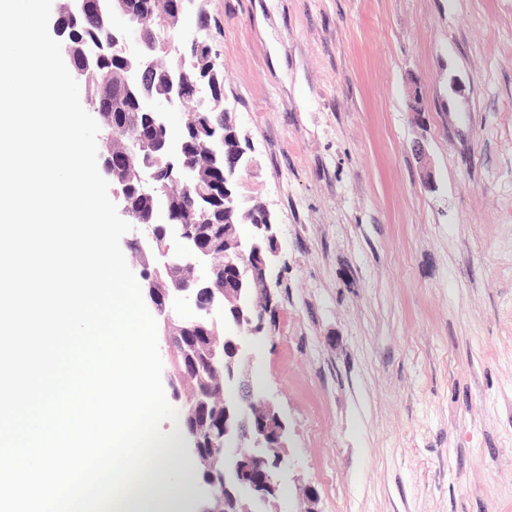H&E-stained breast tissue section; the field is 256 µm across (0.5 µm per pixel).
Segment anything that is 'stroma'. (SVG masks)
I'll use <instances>...</instances> for the list:
<instances>
[{
  "instance_id": "obj_1",
  "label": "stroma",
  "mask_w": 512,
  "mask_h": 512,
  "mask_svg": "<svg viewBox=\"0 0 512 512\" xmlns=\"http://www.w3.org/2000/svg\"><path fill=\"white\" fill-rule=\"evenodd\" d=\"M206 11L238 192L279 225L248 374L289 426L281 512H512V0Z\"/></svg>"
}]
</instances>
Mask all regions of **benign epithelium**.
I'll list each match as a JSON object with an SVG mask.
<instances>
[{
  "instance_id": "7a95c632",
  "label": "benign epithelium",
  "mask_w": 512,
  "mask_h": 512,
  "mask_svg": "<svg viewBox=\"0 0 512 512\" xmlns=\"http://www.w3.org/2000/svg\"><path fill=\"white\" fill-rule=\"evenodd\" d=\"M174 7L182 16L195 12L198 27H203L201 0H174ZM58 13L75 21L89 16L107 20L115 45L125 56L140 63L146 61L157 43H170L168 30L159 33L138 24L127 0H61ZM115 17L121 19L118 27L113 23ZM176 52L181 62H189L193 71L199 60H205L208 76L176 88L167 87L159 94L150 92L144 98V106L154 113L155 119L128 146L149 151L150 157L143 160L141 171L136 173L140 188L149 195L159 190L158 174L153 170V161L159 157L166 160L169 173L176 175L177 180L202 190L196 168L182 158L180 140L171 134L173 124L168 114L173 106L186 100L192 101L198 112H213L215 97L223 96V90L210 81L221 61L204 38L186 36ZM209 128L214 130L210 148L215 157L213 169L226 187L229 177L220 161L224 157V131L216 130L212 123ZM262 212L264 222L242 228L237 237L239 250L225 254L222 260L199 243L193 225L179 221L163 227L167 244L157 251L149 250L157 232L151 224L144 225L142 237L128 243L131 249L150 252V257L139 264V275L148 301L162 320L168 347L167 377L175 398H180L177 384L185 372L179 371L180 361L173 354L171 339L188 325L197 327L199 323L182 316L173 301L208 313L229 308L238 318L228 338L233 346L232 357H227L217 343L209 351L210 358L224 360V412L215 415L211 427L202 432L194 425L195 407L182 404L184 438L206 493L198 512H268L286 469L283 448L288 443V425L274 403L256 393L245 375V368L254 357L248 337L267 335L265 316L257 315V310L272 313L276 309L268 272L279 254L278 223L267 207H262ZM165 279L172 287H156Z\"/></svg>"
}]
</instances>
